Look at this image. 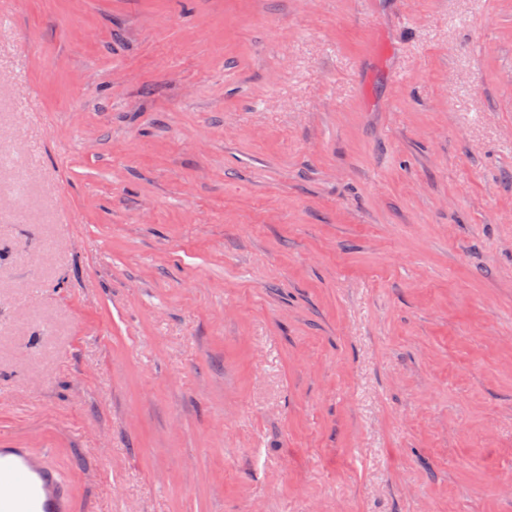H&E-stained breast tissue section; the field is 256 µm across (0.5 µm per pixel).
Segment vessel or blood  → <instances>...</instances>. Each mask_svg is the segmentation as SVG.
<instances>
[{
	"mask_svg": "<svg viewBox=\"0 0 512 512\" xmlns=\"http://www.w3.org/2000/svg\"><path fill=\"white\" fill-rule=\"evenodd\" d=\"M0 512H72L70 491L46 456L0 447Z\"/></svg>",
	"mask_w": 512,
	"mask_h": 512,
	"instance_id": "vessel-or-blood-1",
	"label": "vessel or blood"
}]
</instances>
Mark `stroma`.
Returning a JSON list of instances; mask_svg holds the SVG:
<instances>
[{
    "mask_svg": "<svg viewBox=\"0 0 512 512\" xmlns=\"http://www.w3.org/2000/svg\"><path fill=\"white\" fill-rule=\"evenodd\" d=\"M0 445L73 512H512V0H0Z\"/></svg>",
    "mask_w": 512,
    "mask_h": 512,
    "instance_id": "stroma-1",
    "label": "stroma"
}]
</instances>
